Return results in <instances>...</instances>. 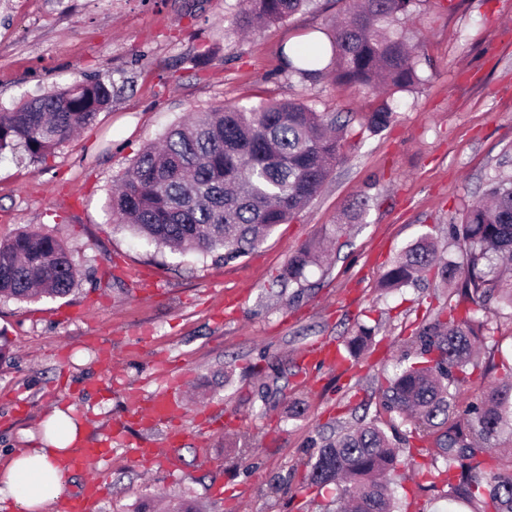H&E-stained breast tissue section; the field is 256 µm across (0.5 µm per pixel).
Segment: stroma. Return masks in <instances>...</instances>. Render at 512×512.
<instances>
[{
	"label": "stroma",
	"mask_w": 512,
	"mask_h": 512,
	"mask_svg": "<svg viewBox=\"0 0 512 512\" xmlns=\"http://www.w3.org/2000/svg\"><path fill=\"white\" fill-rule=\"evenodd\" d=\"M237 0H0V106L97 73L118 88L109 110L45 165L0 163V240L38 229L71 249L79 285L63 298L0 301V465L44 442L42 421L70 409L83 437L101 439L142 397L181 381L188 408L176 429L178 467L166 472L112 454L98 473L95 512H132L153 496L202 512H325L335 485L307 480L324 439L367 416L386 425L379 387L421 322L447 304L432 282L385 289L394 258L422 233L457 256L450 222L512 148V0H422L407 36L423 46L414 90L381 132L354 127L307 209L253 253L230 263L155 248L112 224V180L188 113L301 98L318 112H367L374 95L280 75L281 47L303 48L336 13L329 0L286 23L242 35L226 18ZM208 53L205 66L191 60ZM367 201L361 224L334 229ZM324 266L301 283L276 277L289 258L329 236ZM372 345L348 354L360 328ZM345 349L339 365H309L312 348ZM115 361L105 366L104 349ZM157 422L136 434L165 442ZM253 450L245 469L239 450ZM411 463L392 486L399 512H469L420 486Z\"/></svg>",
	"instance_id": "obj_1"
}]
</instances>
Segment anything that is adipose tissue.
Returning a JSON list of instances; mask_svg holds the SVG:
<instances>
[{"label": "adipose tissue", "mask_w": 512, "mask_h": 512, "mask_svg": "<svg viewBox=\"0 0 512 512\" xmlns=\"http://www.w3.org/2000/svg\"><path fill=\"white\" fill-rule=\"evenodd\" d=\"M79 436V426L68 413L53 409L44 447L22 450L0 470V502H14L18 512H54L67 493L68 475L60 462Z\"/></svg>", "instance_id": "obj_1"}]
</instances>
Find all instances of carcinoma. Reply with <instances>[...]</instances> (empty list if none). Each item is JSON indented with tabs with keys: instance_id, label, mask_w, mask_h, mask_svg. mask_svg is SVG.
<instances>
[{
	"instance_id": "obj_1",
	"label": "carcinoma",
	"mask_w": 512,
	"mask_h": 512,
	"mask_svg": "<svg viewBox=\"0 0 512 512\" xmlns=\"http://www.w3.org/2000/svg\"><path fill=\"white\" fill-rule=\"evenodd\" d=\"M314 0H238L230 19L246 33L287 21ZM343 4L323 34L327 42L281 51L280 73L312 83L356 84L380 96L363 124L388 127L394 95L421 82V45L395 26L422 0H336ZM116 94L111 76L95 74L0 110V162L26 157L45 164L71 136L92 126ZM352 113L316 112L301 100H269L248 110L218 107L173 124L161 143L145 147L113 180L112 223L151 244L180 253L220 254L224 262L253 252L281 224L304 211L343 162L342 140ZM488 177L482 197L448 225L460 253L446 258L429 233L405 248L384 276L401 288L433 279L458 296L413 333V354L381 387L391 414L386 432L359 420L319 448L310 483H334V512H395L389 475L400 453L428 452L419 466L431 487L461 499L472 512H512V457L494 455L512 431V367L480 362L477 342L498 345L491 304L512 309V180L503 168ZM325 247H305L278 275L298 282L311 265L323 266ZM73 254L36 230L0 241V300L63 297L77 285ZM491 378L489 391L463 395L475 370ZM430 448L413 449L414 442Z\"/></svg>"
}]
</instances>
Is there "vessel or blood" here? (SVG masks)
<instances>
[{"mask_svg":"<svg viewBox=\"0 0 512 512\" xmlns=\"http://www.w3.org/2000/svg\"><path fill=\"white\" fill-rule=\"evenodd\" d=\"M138 415L143 422L150 423L160 419H179L185 413V406L180 397V385L173 382L167 388L155 394L144 406L138 407ZM111 443H103L95 447L87 445L74 449L63 461V467L70 472L85 473L86 478L77 494L67 498L66 512H91L93 505L102 493L101 482L97 477L91 476L88 469L96 462L108 461L112 454V444H125L126 430L122 424H115L111 433ZM135 461L149 463L164 460L166 468L176 469L178 463L172 456L161 455L159 448L154 447L148 440L136 442L131 450Z\"/></svg>","mask_w":512,"mask_h":512,"instance_id":"obj_1","label":"vessel or blood"}]
</instances>
